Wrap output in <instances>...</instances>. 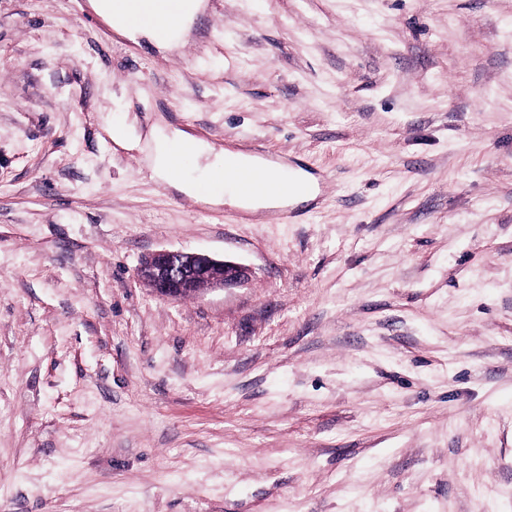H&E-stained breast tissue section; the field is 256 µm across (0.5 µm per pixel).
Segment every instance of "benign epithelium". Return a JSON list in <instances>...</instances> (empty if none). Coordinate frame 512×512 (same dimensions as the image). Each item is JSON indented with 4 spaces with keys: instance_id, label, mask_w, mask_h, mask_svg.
Wrapping results in <instances>:
<instances>
[{
    "instance_id": "7a95c632",
    "label": "benign epithelium",
    "mask_w": 512,
    "mask_h": 512,
    "mask_svg": "<svg viewBox=\"0 0 512 512\" xmlns=\"http://www.w3.org/2000/svg\"><path fill=\"white\" fill-rule=\"evenodd\" d=\"M137 278L160 297L177 301L210 287L238 286L251 278L244 264L200 251L158 250L137 268Z\"/></svg>"
}]
</instances>
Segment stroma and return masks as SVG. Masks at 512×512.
<instances>
[{
	"instance_id": "stroma-1",
	"label": "stroma",
	"mask_w": 512,
	"mask_h": 512,
	"mask_svg": "<svg viewBox=\"0 0 512 512\" xmlns=\"http://www.w3.org/2000/svg\"><path fill=\"white\" fill-rule=\"evenodd\" d=\"M201 4L171 52L0 0V512H512V0ZM156 124L317 196L203 204ZM136 275L158 296L177 301L217 285H242L252 273L242 263L220 260L205 252L158 250L142 262Z\"/></svg>"
}]
</instances>
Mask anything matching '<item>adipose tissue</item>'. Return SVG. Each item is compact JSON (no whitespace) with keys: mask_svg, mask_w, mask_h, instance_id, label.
Here are the masks:
<instances>
[{"mask_svg":"<svg viewBox=\"0 0 512 512\" xmlns=\"http://www.w3.org/2000/svg\"><path fill=\"white\" fill-rule=\"evenodd\" d=\"M183 149L186 157L200 162L202 173L208 174L222 168L223 152L214 150L208 143L197 139L178 129L156 128L148 144V160L154 175L173 185L180 191L195 196L200 200L214 204H230L246 213H254L270 207H288L312 201L316 195L315 178L303 171L296 170V186L287 195L276 193L277 174L275 170H262L260 176L268 185L267 192L253 197H243L228 188H216L209 191L200 190L196 180L173 169L170 157L175 149Z\"/></svg>","mask_w":512,"mask_h":512,"instance_id":"ef3b65f1","label":"adipose tissue"}]
</instances>
